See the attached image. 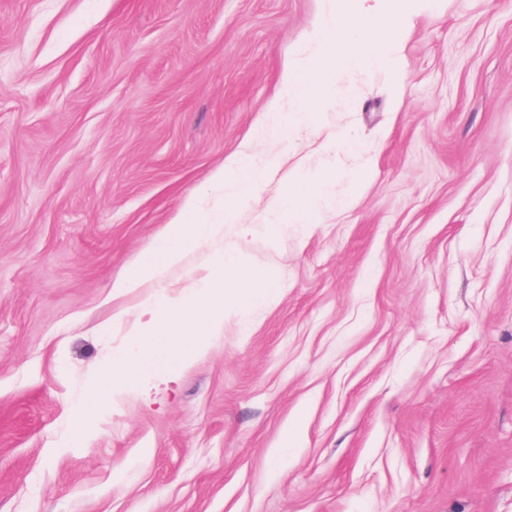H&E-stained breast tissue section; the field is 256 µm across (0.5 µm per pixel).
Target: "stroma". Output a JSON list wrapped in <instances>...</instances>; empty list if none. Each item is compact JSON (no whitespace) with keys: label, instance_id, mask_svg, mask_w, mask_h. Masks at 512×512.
<instances>
[{"label":"stroma","instance_id":"1","mask_svg":"<svg viewBox=\"0 0 512 512\" xmlns=\"http://www.w3.org/2000/svg\"><path fill=\"white\" fill-rule=\"evenodd\" d=\"M321 6L0 0V512H512V0H442L401 95L343 74L315 127L260 139ZM246 146L280 158L247 224L301 169L368 174L309 234L189 253L173 292L224 246L278 291L79 419L150 295L113 282Z\"/></svg>","mask_w":512,"mask_h":512}]
</instances>
